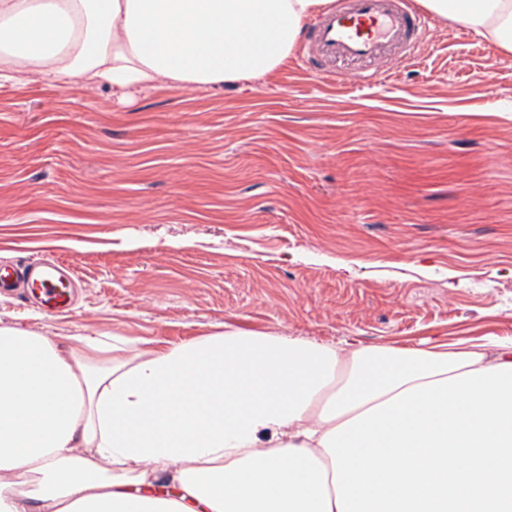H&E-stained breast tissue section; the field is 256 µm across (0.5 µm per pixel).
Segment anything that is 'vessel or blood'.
<instances>
[{
	"label": "vessel or blood",
	"instance_id": "obj_1",
	"mask_svg": "<svg viewBox=\"0 0 512 512\" xmlns=\"http://www.w3.org/2000/svg\"><path fill=\"white\" fill-rule=\"evenodd\" d=\"M429 23L413 0H341L313 25L314 51L302 64L307 71L332 79L336 76L334 61L361 63L365 66L362 78L369 81L385 66L408 60ZM20 281L43 309L69 308L72 290L68 268L55 262L21 269L0 267L1 289L15 287Z\"/></svg>",
	"mask_w": 512,
	"mask_h": 512
}]
</instances>
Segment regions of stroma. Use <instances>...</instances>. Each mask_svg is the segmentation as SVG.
Returning a JSON list of instances; mask_svg holds the SVG:
<instances>
[{"label": "stroma", "instance_id": "1", "mask_svg": "<svg viewBox=\"0 0 512 512\" xmlns=\"http://www.w3.org/2000/svg\"><path fill=\"white\" fill-rule=\"evenodd\" d=\"M0 87V266L55 260L0 326L143 346L240 329L335 343L512 340V53L432 17L368 83ZM24 282L28 291L45 310L68 309L72 300L68 268L55 262L27 265L23 269L0 267V288H15Z\"/></svg>", "mask_w": 512, "mask_h": 512}]
</instances>
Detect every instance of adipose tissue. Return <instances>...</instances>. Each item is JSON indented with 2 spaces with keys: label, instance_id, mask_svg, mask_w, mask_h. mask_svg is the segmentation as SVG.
<instances>
[{
  "label": "adipose tissue",
  "instance_id": "1",
  "mask_svg": "<svg viewBox=\"0 0 512 512\" xmlns=\"http://www.w3.org/2000/svg\"><path fill=\"white\" fill-rule=\"evenodd\" d=\"M330 0H0V85L206 90ZM512 52V0H422ZM0 512H512V341L0 326Z\"/></svg>",
  "mask_w": 512,
  "mask_h": 512
}]
</instances>
